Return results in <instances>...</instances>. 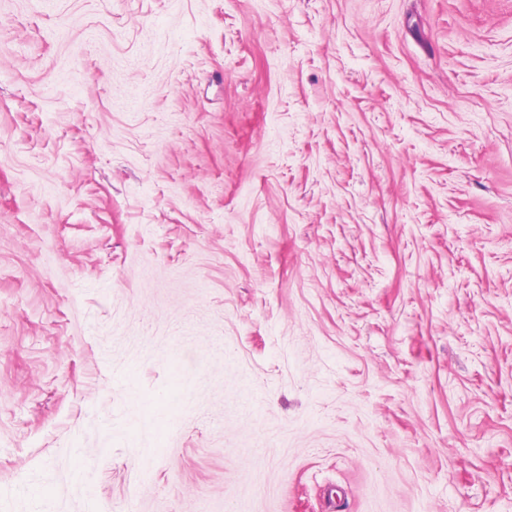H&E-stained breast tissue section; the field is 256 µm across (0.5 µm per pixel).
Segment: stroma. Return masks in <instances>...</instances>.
Returning <instances> with one entry per match:
<instances>
[{"mask_svg":"<svg viewBox=\"0 0 512 512\" xmlns=\"http://www.w3.org/2000/svg\"><path fill=\"white\" fill-rule=\"evenodd\" d=\"M0 512H512V0H0Z\"/></svg>","mask_w":512,"mask_h":512,"instance_id":"stroma-1","label":"stroma"}]
</instances>
